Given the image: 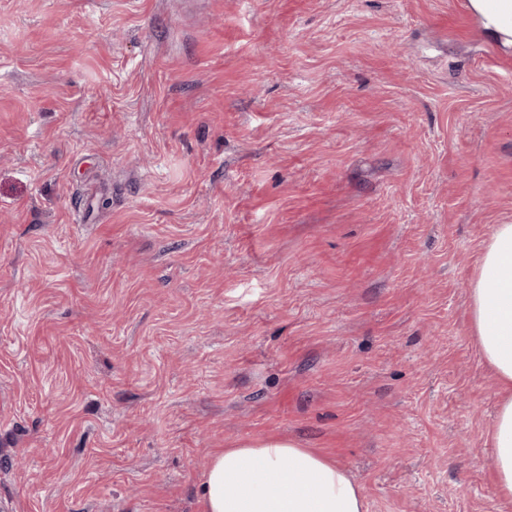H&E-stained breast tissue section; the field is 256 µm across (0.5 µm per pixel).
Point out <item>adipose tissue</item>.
<instances>
[{"label": "adipose tissue", "mask_w": 512, "mask_h": 512, "mask_svg": "<svg viewBox=\"0 0 512 512\" xmlns=\"http://www.w3.org/2000/svg\"><path fill=\"white\" fill-rule=\"evenodd\" d=\"M485 33L512 48V0H470ZM469 316L499 385L490 431L497 493L512 500V224L485 240L470 286ZM205 512H365L360 487L336 460L291 439L269 437L212 454Z\"/></svg>", "instance_id": "obj_1"}]
</instances>
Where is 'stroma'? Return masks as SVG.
<instances>
[{
  "instance_id": "obj_1",
  "label": "stroma",
  "mask_w": 512,
  "mask_h": 512,
  "mask_svg": "<svg viewBox=\"0 0 512 512\" xmlns=\"http://www.w3.org/2000/svg\"><path fill=\"white\" fill-rule=\"evenodd\" d=\"M510 223L469 0H0V507L204 512L283 437L367 512H512L467 317Z\"/></svg>"
}]
</instances>
